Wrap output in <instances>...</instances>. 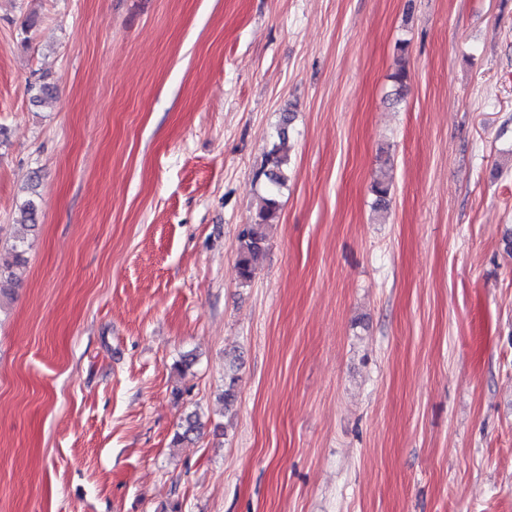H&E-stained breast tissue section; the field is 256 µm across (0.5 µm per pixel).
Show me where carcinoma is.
Masks as SVG:
<instances>
[{
  "label": "carcinoma",
  "mask_w": 512,
  "mask_h": 512,
  "mask_svg": "<svg viewBox=\"0 0 512 512\" xmlns=\"http://www.w3.org/2000/svg\"><path fill=\"white\" fill-rule=\"evenodd\" d=\"M285 129H280L278 141L272 143L266 154L263 169L258 173L268 185L265 195L261 198V207L254 223L247 225L238 236L237 263L238 277L245 284L252 280L258 257L265 251L267 235L266 227L276 218L279 210L278 193L288 181V155L283 149ZM392 183L385 178L374 181L373 192L379 206L389 202ZM29 248L26 238L22 235L15 237L11 246V260L0 263V283L11 282L21 276L26 268L25 254Z\"/></svg>",
  "instance_id": "1"
}]
</instances>
